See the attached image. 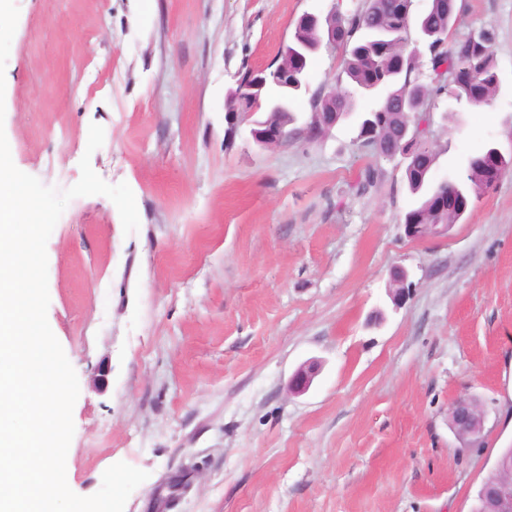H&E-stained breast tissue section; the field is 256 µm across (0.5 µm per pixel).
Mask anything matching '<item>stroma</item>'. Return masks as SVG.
Listing matches in <instances>:
<instances>
[{
	"mask_svg": "<svg viewBox=\"0 0 512 512\" xmlns=\"http://www.w3.org/2000/svg\"><path fill=\"white\" fill-rule=\"evenodd\" d=\"M15 3V166L63 190L89 156L140 220L125 234L109 198L77 197L46 245L47 319L80 387L70 488L94 494L123 461L149 474L124 512H470L512 447V172L447 235L413 240L403 165L350 124L268 148L248 124L227 133L242 67L272 64L303 14L365 0ZM457 11L458 32L494 30L500 87L432 104L438 179L486 145L512 152V0ZM461 397L484 416L472 448L448 425Z\"/></svg>",
	"mask_w": 512,
	"mask_h": 512,
	"instance_id": "35a3bbf8",
	"label": "stroma"
}]
</instances>
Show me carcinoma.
Instances as JSON below:
<instances>
[{
    "label": "carcinoma",
    "mask_w": 512,
    "mask_h": 512,
    "mask_svg": "<svg viewBox=\"0 0 512 512\" xmlns=\"http://www.w3.org/2000/svg\"><path fill=\"white\" fill-rule=\"evenodd\" d=\"M414 0H366V5L344 13L329 11L330 32L336 35V47L342 50L336 90L309 92L305 78L317 55L319 35L312 19L300 18L292 41L278 65L269 71L265 96L272 100L286 98L287 104L265 111L255 121L256 129L285 127L296 122L294 100L309 92L313 112H334L336 122L355 117V142L388 160H403L407 188L413 204L404 215L406 224L460 222L459 213L474 198L492 189L488 168L512 171V153L492 157V146L468 157L465 174L433 180L435 151L430 145L431 101L442 96L456 103L477 105L492 99L499 90L494 41H474L470 34H455V0H430L425 13L413 17ZM416 22L434 36L427 44L426 61L416 65L408 56V33ZM469 66L476 74V84L459 86L448 80L460 66ZM288 79V87L282 86ZM237 83L244 87L236 100L238 110L253 108L255 99L248 87L254 83L252 71L237 73ZM374 95L380 106L358 109L359 98ZM410 100L420 106L408 111ZM448 198V213L437 212L438 199Z\"/></svg>",
    "instance_id": "cac0c4a2"
}]
</instances>
